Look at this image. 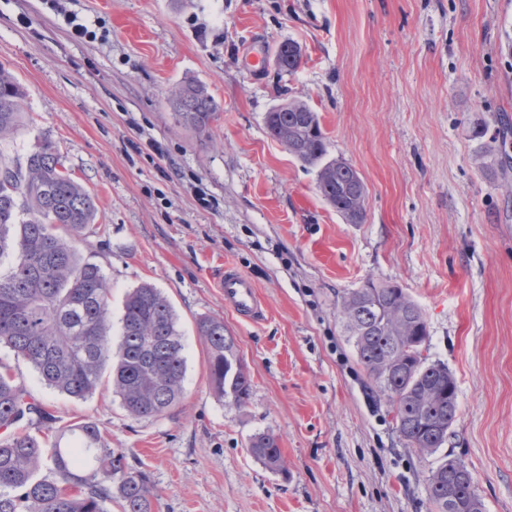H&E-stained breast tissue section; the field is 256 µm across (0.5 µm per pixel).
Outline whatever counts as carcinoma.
Masks as SVG:
<instances>
[{
	"label": "carcinoma",
	"instance_id": "obj_1",
	"mask_svg": "<svg viewBox=\"0 0 512 512\" xmlns=\"http://www.w3.org/2000/svg\"><path fill=\"white\" fill-rule=\"evenodd\" d=\"M276 55L288 74L301 64L292 42L280 43ZM24 102L22 86L0 67V140L23 126ZM171 103L179 119L198 130L217 112L206 87L195 83L173 89ZM265 126L293 157L317 168L322 197L357 223L365 210L364 184L346 163L326 159L317 112L291 100L267 112ZM95 215L93 198L51 147H37L22 162L0 164V267L7 266L0 272V340L47 386L75 399L94 393L109 364L112 386L128 414L160 416L184 394L182 334L170 302L143 283L127 294L121 338L112 345L111 286L76 246L86 241ZM338 318L372 392L392 407L407 446L423 457L434 455L448 441L458 403L457 395H448L454 380L448 367L423 354L428 331L422 308L399 286L368 279L342 297ZM197 332L207 346L213 390L223 400L244 403L251 378L224 320L202 318ZM53 422L9 371H0V512H108L114 497L122 512H153L147 476L129 468L95 423L54 433ZM30 427L47 433L34 436ZM250 448L267 467L281 468L275 435L254 436ZM427 481L433 512H455L458 502L466 512H484L470 470L452 454L437 461Z\"/></svg>",
	"mask_w": 512,
	"mask_h": 512
}]
</instances>
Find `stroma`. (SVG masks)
<instances>
[{
	"label": "stroma",
	"instance_id": "obj_1",
	"mask_svg": "<svg viewBox=\"0 0 512 512\" xmlns=\"http://www.w3.org/2000/svg\"><path fill=\"white\" fill-rule=\"evenodd\" d=\"M0 0V65L23 86L26 123L0 159L42 142L91 194L82 255L112 287V334L142 283L171 303L183 335L184 397L127 414L102 377L76 400L0 342L7 367L63 429L93 421L145 472L156 512H431L423 458L338 319L367 279L398 284L425 313L429 360L457 384L444 452L468 465L485 512H512V0ZM93 30L80 39L66 14ZM302 64L278 71L275 47ZM262 51L253 69L248 49ZM206 86L209 129L175 120L170 87ZM307 102L327 156L366 188L348 223L266 130ZM206 192L209 207L196 195ZM250 276L258 324L224 306L223 266ZM223 319L252 382L245 404L210 385L200 318ZM275 434L284 467L249 444Z\"/></svg>",
	"mask_w": 512,
	"mask_h": 512
}]
</instances>
